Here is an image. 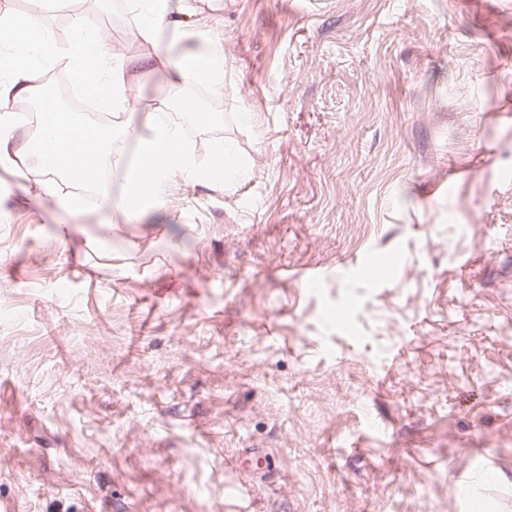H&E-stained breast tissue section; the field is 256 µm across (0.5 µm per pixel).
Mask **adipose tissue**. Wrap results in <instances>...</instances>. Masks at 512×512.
I'll return each instance as SVG.
<instances>
[{
    "label": "adipose tissue",
    "instance_id": "adipose-tissue-1",
    "mask_svg": "<svg viewBox=\"0 0 512 512\" xmlns=\"http://www.w3.org/2000/svg\"><path fill=\"white\" fill-rule=\"evenodd\" d=\"M127 8L143 40L157 45L164 41L163 33L171 35L167 41L174 68L167 85L168 102L184 101L185 85L191 79L206 82L214 95H224L227 69L223 42L200 37L193 49L182 43L179 27L192 9L190 0H127ZM62 55L68 60L72 84L89 97L105 98L112 112H126L127 63L104 50L95 23L76 18L69 43L58 45L44 22L42 0H32L25 14L0 20V167L30 155L36 157L34 169L40 172L44 165L39 157L48 152L55 159L53 175L94 185L110 136L108 130L87 128L53 105L49 108L52 122L43 127L38 138L18 141L13 135L12 117L17 108L33 98L45 97L41 77ZM130 135L136 143V163L129 174L125 199L130 212L140 211V198L145 194L153 203H160L173 179L198 178L193 155L179 131L162 120L160 110L149 111L142 126L131 127Z\"/></svg>",
    "mask_w": 512,
    "mask_h": 512
}]
</instances>
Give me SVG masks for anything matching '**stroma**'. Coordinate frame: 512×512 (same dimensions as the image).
<instances>
[{
	"mask_svg": "<svg viewBox=\"0 0 512 512\" xmlns=\"http://www.w3.org/2000/svg\"><path fill=\"white\" fill-rule=\"evenodd\" d=\"M191 2L230 90L183 140L245 179L133 219L0 169V512H512V0ZM215 150H216V152H215L214 156H221V157L212 159V161H211L212 167L210 169V175L213 178L217 177L223 170V163H224V177L219 182L224 184L225 187L231 188L234 186L236 179L243 178L247 175V171L245 170V168L242 165H240L236 161L234 155H231L230 153H228L226 151L225 145L221 146ZM222 157L224 159V162H223ZM226 171H230V173H231L228 178H226V175H225Z\"/></svg>",
	"mask_w": 512,
	"mask_h": 512,
	"instance_id": "obj_1",
	"label": "stroma"
}]
</instances>
